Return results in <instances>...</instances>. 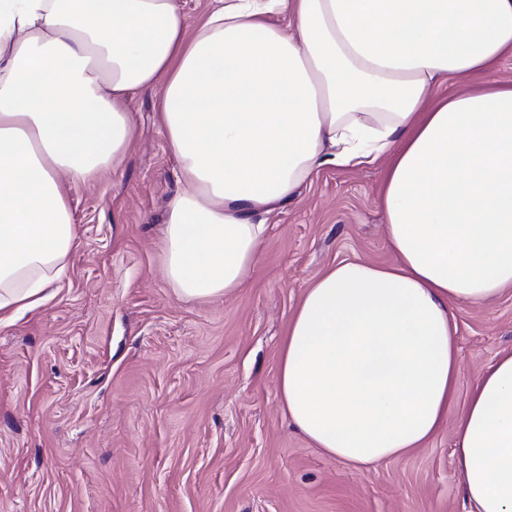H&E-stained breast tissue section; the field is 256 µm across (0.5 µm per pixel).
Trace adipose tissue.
Here are the masks:
<instances>
[{
  "label": "adipose tissue",
  "instance_id": "1",
  "mask_svg": "<svg viewBox=\"0 0 512 512\" xmlns=\"http://www.w3.org/2000/svg\"><path fill=\"white\" fill-rule=\"evenodd\" d=\"M512 0H0V324L40 306L77 240L67 185L119 170L159 95L186 191L161 259L176 296L236 294L280 208L325 166L383 162L388 265L318 273L277 368L289 420L360 467L448 422L449 308L512 286ZM456 77L471 87L443 93ZM468 512H512V352L455 428Z\"/></svg>",
  "mask_w": 512,
  "mask_h": 512
}]
</instances>
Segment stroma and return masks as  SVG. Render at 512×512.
<instances>
[{
  "label": "stroma",
  "instance_id": "35a3bbf8",
  "mask_svg": "<svg viewBox=\"0 0 512 512\" xmlns=\"http://www.w3.org/2000/svg\"><path fill=\"white\" fill-rule=\"evenodd\" d=\"M122 168L70 187L66 277L0 325V512H466L453 457L470 388L512 352V288L453 305L459 387L425 447L354 467L314 448L277 384L281 338L315 275L389 264L382 163L325 166L266 215L246 284L179 300L161 261L176 163L148 92Z\"/></svg>",
  "mask_w": 512,
  "mask_h": 512
}]
</instances>
